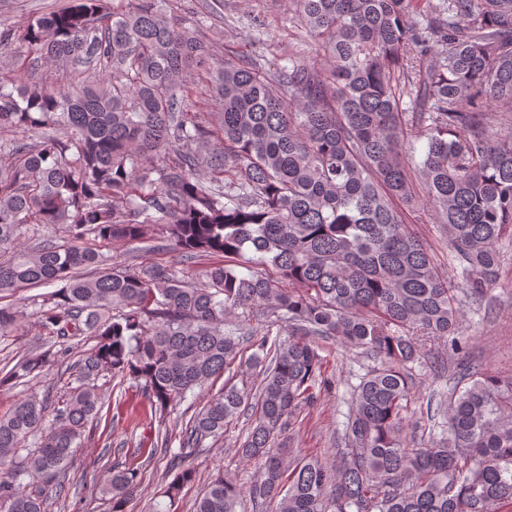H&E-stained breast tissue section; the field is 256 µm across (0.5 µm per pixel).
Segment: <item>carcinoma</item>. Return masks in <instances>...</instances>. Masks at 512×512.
Returning a JSON list of instances; mask_svg holds the SVG:
<instances>
[{
	"label": "carcinoma",
	"instance_id": "cac0c4a2",
	"mask_svg": "<svg viewBox=\"0 0 512 512\" xmlns=\"http://www.w3.org/2000/svg\"><path fill=\"white\" fill-rule=\"evenodd\" d=\"M289 7L323 63L227 55L198 94L188 76L207 46L167 0H69L0 31L17 64L0 77V297L57 286L33 302L45 341L0 384L62 367L70 378L55 404L30 394L0 415V512H52L67 497L101 378L133 381L162 422L245 346L255 391L224 384L175 451L157 436L172 479L152 512H177L191 457L247 411L237 454L258 478L244 489L218 472L194 512L245 499L250 512H512V377L463 375L435 444L411 446L404 418L420 342L461 347L463 303L483 300L512 239V0ZM41 61L107 75L23 81ZM415 139L425 147L410 167ZM421 206L448 239L454 284L406 225ZM154 224L183 267L102 251L145 242ZM19 330L0 306V335ZM319 338L375 361L328 461L293 447L328 384ZM141 483L140 468L108 466L110 512Z\"/></svg>",
	"mask_w": 512,
	"mask_h": 512
}]
</instances>
